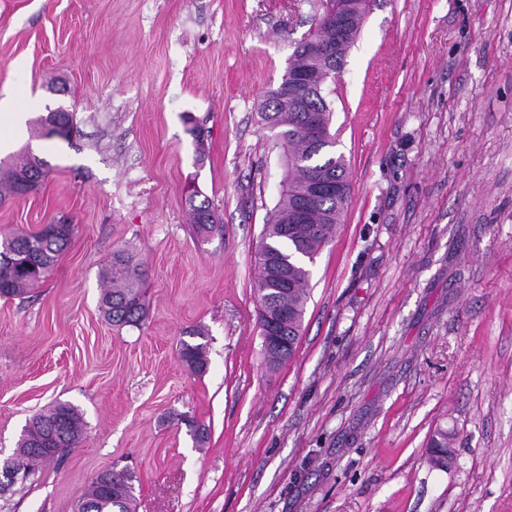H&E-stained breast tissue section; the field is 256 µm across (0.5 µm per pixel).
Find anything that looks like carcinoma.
I'll return each instance as SVG.
<instances>
[{"label": "carcinoma", "instance_id": "obj_1", "mask_svg": "<svg viewBox=\"0 0 512 512\" xmlns=\"http://www.w3.org/2000/svg\"><path fill=\"white\" fill-rule=\"evenodd\" d=\"M364 14L337 46L336 59L327 64L314 56L294 49L291 58L296 66L310 68L313 81L322 85L336 75L340 62L354 44ZM270 92L260 112L265 128L273 132L276 145L283 150L286 185L267 224L264 225L259 259L258 322L260 332L268 326V316H277L280 339L286 344L281 361L289 360L296 350L302 331L311 271L308 264L321 248L336 235L337 224L350 197L349 178L344 156L331 152L336 140L330 131L332 112L325 97L312 104L319 117L318 146L311 145L302 131L301 113L282 91V84ZM44 161L23 160L9 175V187L17 195L32 192L45 175ZM324 169L341 185L340 191L315 203L303 224L291 223L299 194L311 173ZM195 231L207 236L218 230L216 215L207 201L195 204L189 200ZM73 232L71 224H46L34 233L15 234L0 242V298H13L41 281L65 249ZM110 284L102 297L105 316L116 326H137L145 320L147 307L142 291L144 271L132 255L124 250L113 252L105 271ZM180 362L194 373L201 374L208 366L203 344L182 343ZM83 420L78 410L68 403H58L47 412L33 417L17 444L13 455L1 468L19 466L31 471L38 463L51 459L67 448H74L82 435ZM452 433L438 428L428 448L430 463L443 470L454 464ZM134 476L127 470H105L94 476L78 512H131L134 500Z\"/></svg>", "mask_w": 512, "mask_h": 512}]
</instances>
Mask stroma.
I'll use <instances>...</instances> for the list:
<instances>
[{"mask_svg": "<svg viewBox=\"0 0 512 512\" xmlns=\"http://www.w3.org/2000/svg\"><path fill=\"white\" fill-rule=\"evenodd\" d=\"M323 2L0 0V161L49 170L0 183V238L73 226L0 298V461L55 403L84 421L0 512H75L115 466L132 512H512V0H370L325 87L350 202L294 357L265 361L258 249L286 169L258 111ZM58 107L71 139L39 126ZM119 248L147 271L137 327L102 312ZM192 329L201 375L178 359ZM45 167V162L36 157L23 160L10 172L9 187L11 191L17 195L32 192L39 185L40 178L45 175ZM189 207L195 231L198 235L207 236L218 230L217 217L211 210L208 201L204 200L196 205L195 200L191 197ZM453 438L447 429L438 428L434 431L428 448V458L434 467L448 470L454 464Z\"/></svg>", "mask_w": 512, "mask_h": 512, "instance_id": "obj_1", "label": "stroma"}]
</instances>
